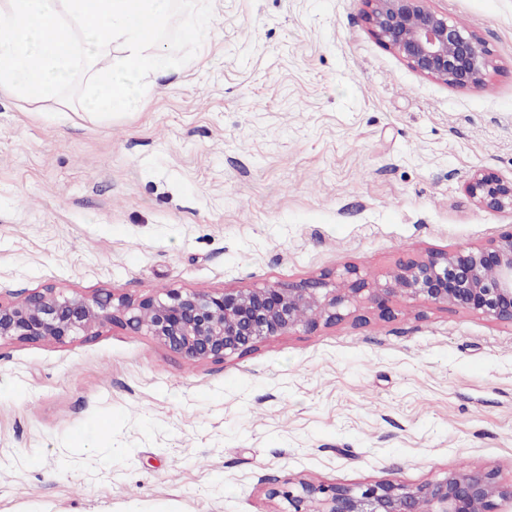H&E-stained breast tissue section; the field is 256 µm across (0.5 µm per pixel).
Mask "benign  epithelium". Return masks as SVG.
<instances>
[{
	"label": "benign epithelium",
	"instance_id": "benign-epithelium-1",
	"mask_svg": "<svg viewBox=\"0 0 512 512\" xmlns=\"http://www.w3.org/2000/svg\"><path fill=\"white\" fill-rule=\"evenodd\" d=\"M365 2L377 38L414 71L452 87L483 85L492 59L476 34L426 7L425 0ZM468 188L485 209H512V180L477 171ZM367 289L383 315L389 298L400 295L512 324V230L486 245L412 259L383 286L349 268L342 284L325 294L319 283L303 282L226 288L220 294L171 291L164 299L148 296L134 303L111 293L89 297L45 288L0 303V341L63 342L116 323L146 330L190 361L223 360L299 326L334 324L344 318L341 308ZM279 495L293 512H500L499 503H512V486L499 483L493 471L451 468L440 480L408 485L383 479L357 491L301 479L294 491H269L271 498Z\"/></svg>",
	"mask_w": 512,
	"mask_h": 512
}]
</instances>
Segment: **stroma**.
<instances>
[{
    "label": "stroma",
    "instance_id": "stroma-1",
    "mask_svg": "<svg viewBox=\"0 0 512 512\" xmlns=\"http://www.w3.org/2000/svg\"><path fill=\"white\" fill-rule=\"evenodd\" d=\"M196 56L125 115L0 94V302L52 288L385 283L512 229V0H426L481 38L483 86L415 72L365 0H212ZM193 362L103 324L0 342V512H286L301 479L512 483V324L420 298ZM90 447H83V440ZM468 188L481 207L494 211L512 210V180H505L491 171H477Z\"/></svg>",
    "mask_w": 512,
    "mask_h": 512
}]
</instances>
